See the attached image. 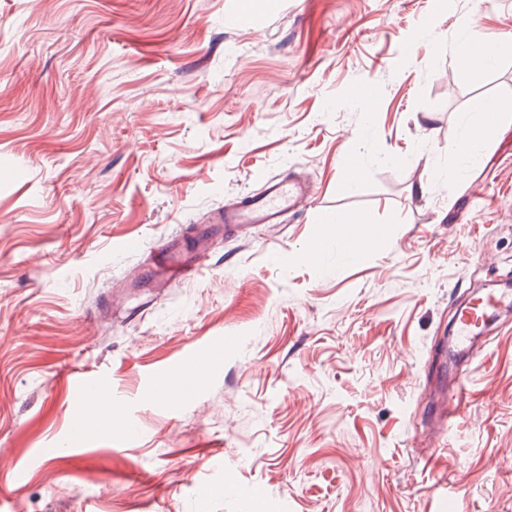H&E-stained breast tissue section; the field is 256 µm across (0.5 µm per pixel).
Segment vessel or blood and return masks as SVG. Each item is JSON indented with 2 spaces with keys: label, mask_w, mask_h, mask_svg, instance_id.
Returning a JSON list of instances; mask_svg holds the SVG:
<instances>
[{
  "label": "vessel or blood",
  "mask_w": 512,
  "mask_h": 512,
  "mask_svg": "<svg viewBox=\"0 0 512 512\" xmlns=\"http://www.w3.org/2000/svg\"><path fill=\"white\" fill-rule=\"evenodd\" d=\"M314 192L310 180L299 177L267 179L260 190L245 194L239 200L226 204L217 217L225 232H233L243 227L260 224H277L288 213L296 211ZM207 238L198 235L192 254L177 252L171 242L165 241L153 250L152 264L145 272L143 280L152 288H170L189 279L196 278L203 269ZM512 308V291L499 289L487 292L471 300L461 308L455 321L454 338L449 349V357L468 355L473 351V338L479 322L489 319L500 310ZM222 353L204 345L195 344L190 349V359L180 373L171 374V381L187 377L193 385H202L208 370L220 361ZM65 381L72 393L77 396L80 408L90 409L97 414V428L103 434L130 436V429L113 427L112 414L121 405L112 396L108 382L100 378L67 373ZM450 395L447 404L440 409V424L451 425L461 415L468 392L465 374L453 375L448 381Z\"/></svg>",
  "instance_id": "b4317fda"
}]
</instances>
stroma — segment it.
Segmentation results:
<instances>
[{"instance_id": "1", "label": "stroma", "mask_w": 512, "mask_h": 512, "mask_svg": "<svg viewBox=\"0 0 512 512\" xmlns=\"http://www.w3.org/2000/svg\"><path fill=\"white\" fill-rule=\"evenodd\" d=\"M238 11L0 0V512H512V311L437 421L457 304L512 280V120L479 164L458 150L474 99L512 102V56L460 76L462 23L512 34V0ZM272 176L315 195L134 290L159 241ZM344 214L377 248L300 261ZM215 336L237 345L202 388L148 396ZM64 368L111 383L123 451ZM448 389L451 391L448 397V404H444L440 409L439 423L448 424L451 428L458 417L461 415L463 405L468 392L467 378L463 373H457L448 380Z\"/></svg>"}]
</instances>
